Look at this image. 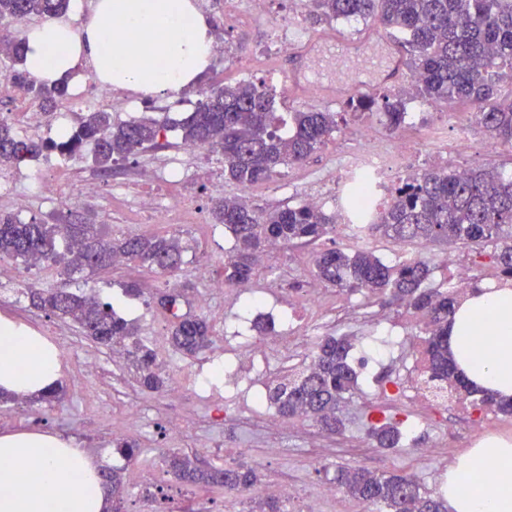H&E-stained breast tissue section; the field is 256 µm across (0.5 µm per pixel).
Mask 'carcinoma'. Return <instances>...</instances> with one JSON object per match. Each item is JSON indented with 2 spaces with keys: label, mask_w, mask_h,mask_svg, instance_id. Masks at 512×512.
<instances>
[{
  "label": "carcinoma",
  "mask_w": 512,
  "mask_h": 512,
  "mask_svg": "<svg viewBox=\"0 0 512 512\" xmlns=\"http://www.w3.org/2000/svg\"><path fill=\"white\" fill-rule=\"evenodd\" d=\"M71 0H0V38L3 57L11 63L9 77L31 106L50 112L69 95L67 80L51 86L30 79L23 65V25L32 17L52 19L70 8ZM319 16L332 20L378 23L403 35L402 47L413 71V94L430 103L462 101L474 108L472 115L496 142L512 148V0H313ZM348 108L362 118L375 109L386 117L390 130L406 119V99L387 94L377 99L353 100ZM291 129L280 131L285 120L274 112V97L251 81L214 87L194 111L179 124L182 142L189 147L207 145L218 155L224 175L241 186L270 180L279 170L304 161L321 149L337 129L336 113L306 109L288 113ZM171 129L165 112H155L131 122L115 123L106 110L90 112L77 126L61 134L54 148L65 158L93 145V162L102 172L119 161L158 144ZM44 144L21 138L6 119L0 118V165L19 167L40 155ZM367 181L358 178L345 189L354 216L365 222L371 236L394 244H456L463 247L495 243L494 259L504 276L512 278V174L487 164L467 169L435 167L399 180L383 207L371 213L359 209ZM211 219L224 225L233 246L225 252L224 283L242 286L256 277L260 253L273 243L289 247L312 245L336 230V215L307 204L258 211L238 196L213 202ZM191 246L177 234L140 233L104 238L96 225L76 217L61 224L26 222L0 211V260L37 259L61 265L67 280L50 288H27L30 305L56 318L76 323L84 335L115 347L138 335V328L117 315L113 304L71 287L70 278L86 269L101 270L120 256L137 268L160 276L181 270L183 255ZM314 277L339 291L390 293L401 304L427 319L423 355L428 373L446 379L457 365L448 352V327L457 293L426 285L430 261L423 255L388 265L374 251L321 248L316 251ZM184 296L171 288L157 297V305L170 317L174 349L196 354L209 347L208 322L183 311ZM354 348L349 336H324L315 344L313 367L292 373L275 386H267L257 399L275 407L287 418L318 423L330 434L341 431L340 404L357 387L358 375L349 362ZM140 374V384L150 391L163 387L155 371L156 353L139 341L129 352ZM459 397L470 405L512 417V404L478 391L459 380ZM367 436L377 447L396 449L400 431L394 422L382 423L363 411ZM174 478L243 495L259 483L255 468L243 462L222 468L203 467L189 456L168 457ZM102 477L112 498L125 490L121 472L109 469ZM333 483L337 489L378 512H448V500L399 473H375L365 467L338 465Z\"/></svg>",
  "instance_id": "cac0c4a2"
}]
</instances>
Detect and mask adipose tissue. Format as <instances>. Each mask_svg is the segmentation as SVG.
Segmentation results:
<instances>
[{"instance_id":"adipose-tissue-1","label":"adipose tissue","mask_w":512,"mask_h":512,"mask_svg":"<svg viewBox=\"0 0 512 512\" xmlns=\"http://www.w3.org/2000/svg\"><path fill=\"white\" fill-rule=\"evenodd\" d=\"M24 69L52 84L86 65L102 84L158 95L195 83L213 58L208 18L195 0H95L81 25L54 18L23 33ZM449 346L474 385L512 400V288H484L455 311ZM62 368L58 348L0 315V395L48 393ZM493 485L477 481L485 465ZM100 461L43 431L0 435V512H112ZM453 512H512V441L489 436L448 474Z\"/></svg>"}]
</instances>
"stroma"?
<instances>
[{
	"mask_svg": "<svg viewBox=\"0 0 512 512\" xmlns=\"http://www.w3.org/2000/svg\"><path fill=\"white\" fill-rule=\"evenodd\" d=\"M266 13H254L251 0H200L201 8L211 21L215 39L224 43L223 55L214 57L208 71L198 83L174 93L153 98L155 107H163L173 98H181L183 108L172 111V118L184 117L187 108L195 107L203 88L224 83L251 81L265 86L275 96L279 113L308 108L336 113L338 128L327 144L300 163L283 168L269 181L242 187L225 179L224 168L211 155L181 146L179 132L169 133L165 147L140 153L133 162L114 165L111 177L100 176L87 161L70 160L68 168L56 172V153H45L23 166L31 181L44 175L59 174L61 200H49L36 194L28 195L22 220L38 219L53 224L77 211L98 224L102 235L119 233H177L190 239L193 248L184 257V264L172 278H156L131 267L119 265L104 270L83 271L78 285L85 291L99 294L113 303L117 313L135 322L140 340L167 357L169 366L162 370V389L155 393L143 391L137 383V370L127 355L112 353L83 336L72 322H64L31 308L23 290L29 284L43 288L56 285L60 277L56 268L44 267L31 271L27 264H12V279H0V314L20 319L43 336L59 344L62 390L57 398L22 397L0 399V433L30 430L49 431L73 440L78 447L95 458H108L112 468L121 470L125 492L123 512H254L255 500L248 497L230 498L220 491L186 485L168 471L169 452H181L208 465L223 466L233 460H244L256 467L260 479L271 485L284 483L301 486L303 495L296 500L283 499L285 512H364V506L345 493L331 500L320 499L319 488L329 485L331 467L337 464L363 466L377 472H397L412 476L424 489L437 491L448 478L449 471L470 448L487 436L512 439V418L492 413H476L459 403L448 406L447 413L427 411L416 414L398 397L383 394L379 385L361 381L343 409L344 427L339 436L320 435L313 422L296 427L293 419H284L280 435L282 448L270 453L268 433L253 407L252 399L237 391L214 393L185 392L172 398L175 384L184 382L190 370L211 361L214 351L223 347L226 329L236 314L246 312L253 295L269 290L281 307L292 308L299 319L314 318L303 342L314 349L320 337L328 334L352 336V357L377 348L382 333V321L399 323L407 335H418L423 319L419 314L394 302L387 296L325 290L319 306L307 310L304 297L314 285L313 256L307 249H281L265 253L257 278L251 287H228L227 300H215L204 316L213 329L211 348L194 356L174 351L170 344V325L165 313L148 296L129 297L126 283L133 277L152 283L155 291L173 286L185 289L189 303H197L208 287L195 268L207 266L211 278L221 276L224 254L232 239L223 225L212 223L209 210L216 198L247 195L257 210H272L287 204L303 203L311 192L338 181L344 175L352 153L361 149L360 132L364 127L378 129L377 148L389 145L394 133L388 129L381 113L357 119L347 112V97L332 101L321 99L317 92L295 94L284 85L291 59L271 54L267 46L277 28L293 29L295 45H303L318 35L344 40L371 41L375 24L360 20L330 21L312 12L309 0H268ZM407 123L397 134L418 146L410 164L417 168L449 166L474 167L489 163L512 168V153L498 146L480 128L471 130V146L466 154L454 152L461 121L471 118L467 106L459 103L442 104L429 109L420 99L407 102ZM186 170L185 178L168 182L165 171L172 165ZM96 178L100 190L82 193L89 178ZM76 198V206H66L67 198ZM153 199L173 205L189 200L193 206L183 223L161 224L152 210L143 208L141 199ZM373 406L377 416L401 421L413 416L420 424L413 435L414 448L399 452L387 451L364 444L356 447L354 439L364 436L360 415L366 406ZM140 410L137 421H130L129 407ZM183 419L186 434L181 441L165 439L163 426L167 419ZM452 423L451 433H444V423ZM137 444V460H126L117 448L123 443ZM431 449L427 461H420L419 449ZM152 468L161 484L160 491L146 494L140 491L137 477L143 468Z\"/></svg>",
	"mask_w": 512,
	"mask_h": 512,
	"instance_id": "obj_1",
	"label": "stroma"
}]
</instances>
